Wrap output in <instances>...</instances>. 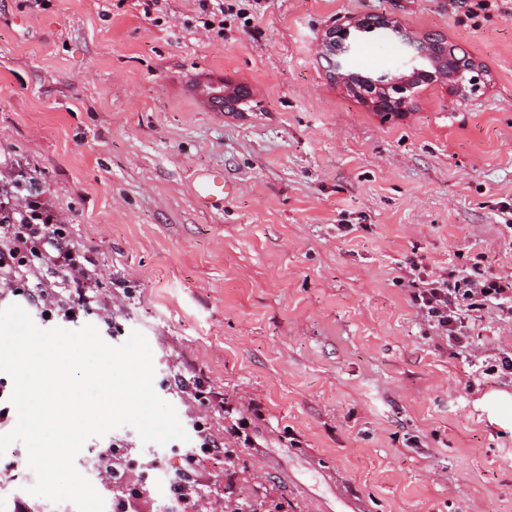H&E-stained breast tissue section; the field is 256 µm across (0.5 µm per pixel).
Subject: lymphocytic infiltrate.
<instances>
[{
	"label": "lymphocytic infiltrate",
	"mask_w": 512,
	"mask_h": 512,
	"mask_svg": "<svg viewBox=\"0 0 512 512\" xmlns=\"http://www.w3.org/2000/svg\"><path fill=\"white\" fill-rule=\"evenodd\" d=\"M31 186V181L24 178L0 183V289L27 303L48 322L96 310L103 324L111 325L112 313L107 303L99 301L90 288L94 271L88 259L79 252L59 214L34 200ZM35 263L51 270L53 284L39 279L22 281L21 268ZM408 274L419 313L448 346L467 348L466 320L470 313L494 308L512 315V279L470 277L454 270L430 276L416 261L411 263ZM170 384L191 402L235 418L221 438L211 432L206 417L192 419L195 452L177 470L163 473L176 496V512H198L206 497V488L198 479L200 460L228 456L234 444L252 446V421L241 416L239 407L226 402L224 395L208 390L193 373H175ZM127 448L125 440L113 438L98 453L106 472L119 478V490L112 496V512H156L154 497L140 488L126 464Z\"/></svg>",
	"instance_id": "lymphocytic-infiltrate-1"
}]
</instances>
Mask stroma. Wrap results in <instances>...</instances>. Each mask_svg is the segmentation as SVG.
Instances as JSON below:
<instances>
[{
    "label": "stroma",
    "mask_w": 512,
    "mask_h": 512,
    "mask_svg": "<svg viewBox=\"0 0 512 512\" xmlns=\"http://www.w3.org/2000/svg\"><path fill=\"white\" fill-rule=\"evenodd\" d=\"M0 0V175L25 172L95 263L116 322L149 342L156 393L189 369L262 418L237 477L201 462L208 512L263 494L268 512H512V317L470 320L458 350L418 314L405 279L512 276V0ZM382 14L462 47L482 81L422 84L385 119L331 80L319 43ZM356 77L395 74L405 50L351 32ZM222 88L237 109L206 91ZM232 192L202 205L197 182ZM191 442L142 444L134 470ZM0 477V512L35 475Z\"/></svg>",
    "instance_id": "1"
}]
</instances>
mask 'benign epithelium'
<instances>
[{
    "label": "benign epithelium",
    "instance_id": "benign-epithelium-1",
    "mask_svg": "<svg viewBox=\"0 0 512 512\" xmlns=\"http://www.w3.org/2000/svg\"><path fill=\"white\" fill-rule=\"evenodd\" d=\"M352 26L366 30H389L400 35L395 22L383 15L369 14L355 19ZM345 39L344 30L331 28L321 42V48L334 55L331 60L333 78L342 81L363 100L373 104L386 117H403L407 104L411 101L415 89L422 82L446 83L455 93L479 89L480 77L476 63L470 59H460L448 52V41L427 39L404 55L402 72L393 77L380 76L376 79H363L356 82L349 72L348 56L350 51L336 53V43Z\"/></svg>",
    "mask_w": 512,
    "mask_h": 512
}]
</instances>
